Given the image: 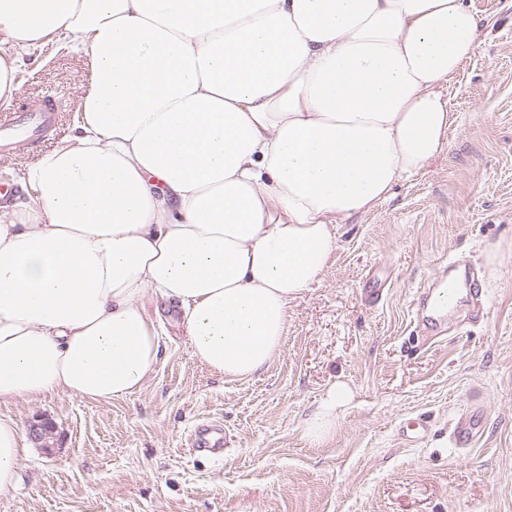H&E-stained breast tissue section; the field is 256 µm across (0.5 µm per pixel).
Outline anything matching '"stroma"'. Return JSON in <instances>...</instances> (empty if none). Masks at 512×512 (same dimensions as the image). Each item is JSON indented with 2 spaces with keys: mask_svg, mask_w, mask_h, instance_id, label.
<instances>
[{
  "mask_svg": "<svg viewBox=\"0 0 512 512\" xmlns=\"http://www.w3.org/2000/svg\"><path fill=\"white\" fill-rule=\"evenodd\" d=\"M480 43L442 87L456 115L442 151L392 197L341 225L323 280L290 303L280 353L259 375L227 380L195 358L177 304L145 293L162 340L135 394L91 400L59 391L0 404L20 427H57L45 455L27 441L0 512H512V0H467ZM85 77L72 37L22 54L21 106L56 97L71 135ZM475 269L479 320L423 343L418 290L449 259ZM353 398L334 434L302 423L327 389ZM478 412L476 445L452 440ZM424 417L426 438L401 421ZM224 424V454L192 451L202 420Z\"/></svg>",
  "mask_w": 512,
  "mask_h": 512,
  "instance_id": "35a3bbf8",
  "label": "stroma"
}]
</instances>
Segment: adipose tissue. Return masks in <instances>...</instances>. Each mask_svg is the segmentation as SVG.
Instances as JSON below:
<instances>
[{
  "label": "adipose tissue",
  "instance_id": "adipose-tissue-1",
  "mask_svg": "<svg viewBox=\"0 0 512 512\" xmlns=\"http://www.w3.org/2000/svg\"><path fill=\"white\" fill-rule=\"evenodd\" d=\"M480 27L464 0H0V102L18 52L71 35L89 63L78 136L0 210V403L139 391L161 348L149 291L213 371L266 369L341 224L443 149L440 89ZM351 399L332 385L304 436ZM24 448L0 413V497Z\"/></svg>",
  "mask_w": 512,
  "mask_h": 512
}]
</instances>
